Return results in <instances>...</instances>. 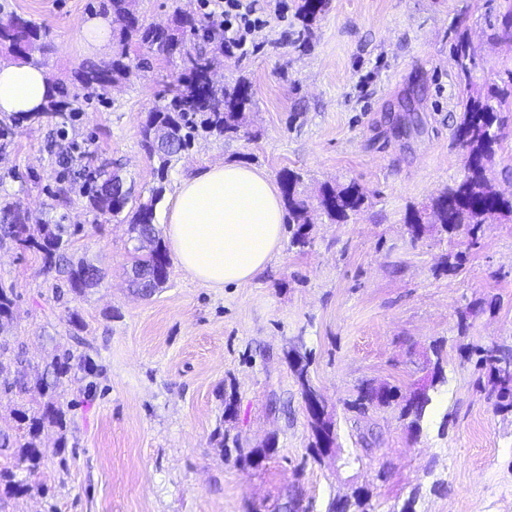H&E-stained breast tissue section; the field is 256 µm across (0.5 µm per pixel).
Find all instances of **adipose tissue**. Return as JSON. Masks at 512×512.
<instances>
[{
  "instance_id": "obj_1",
  "label": "adipose tissue",
  "mask_w": 512,
  "mask_h": 512,
  "mask_svg": "<svg viewBox=\"0 0 512 512\" xmlns=\"http://www.w3.org/2000/svg\"><path fill=\"white\" fill-rule=\"evenodd\" d=\"M47 71L0 58V117L41 111ZM285 211L275 181L242 164L189 173L178 185L165 239L181 267L211 288L241 286L263 273L278 252Z\"/></svg>"
}]
</instances>
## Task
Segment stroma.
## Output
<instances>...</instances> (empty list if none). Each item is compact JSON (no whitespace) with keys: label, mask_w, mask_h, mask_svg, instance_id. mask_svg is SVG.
<instances>
[{"label":"stroma","mask_w":512,"mask_h":512,"mask_svg":"<svg viewBox=\"0 0 512 512\" xmlns=\"http://www.w3.org/2000/svg\"><path fill=\"white\" fill-rule=\"evenodd\" d=\"M299 2L282 0L245 49L221 58L218 80L250 86L249 123L235 138H200L173 161L156 224L164 226L183 176L220 163L276 181L298 172L312 199L323 185L354 182L366 203L340 224L313 212L310 244L282 240L250 284L210 288L175 262L165 287L145 298L129 286L125 217L91 213L75 192L59 201L50 146L65 131L148 199L158 182L140 129L182 73L181 57L112 42L111 51L127 53V78L82 92L75 73L94 58L80 22L107 15L108 0H0V22L17 14L46 29L35 57L80 111L75 121L63 112L12 125L0 139V202L33 223L67 213L78 227L70 254L104 273L78 297L37 252L0 243V286L15 300L0 338L45 365L70 347L75 310L92 363L61 388L67 426L42 432V463L26 476L27 492L10 497L0 487L1 512H278L296 495L309 512H328L360 487L374 512H399L409 499L415 512H512V412L495 410L464 357L471 346L512 347V220L489 221L473 238L435 229L415 237L407 224L464 172L452 143L460 112L449 30L467 32L478 88L512 67V43L492 39L487 0H327L305 39ZM136 8L147 25L170 24L181 8L224 31L203 0H138ZM500 119L489 178L508 197L512 108ZM293 350L306 357L334 423L335 452L317 461ZM437 361L445 380L435 385ZM18 371L12 354L0 353L2 430L13 410L44 402L37 390H12ZM364 385L407 396L426 390L420 433L399 406L353 409ZM369 432L378 452L356 461ZM225 436L248 450L272 436L276 450L262 465H239L221 446Z\"/></svg>","instance_id":"1"}]
</instances>
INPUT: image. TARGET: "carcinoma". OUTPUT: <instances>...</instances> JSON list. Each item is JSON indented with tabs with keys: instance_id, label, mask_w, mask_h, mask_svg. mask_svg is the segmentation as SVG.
Listing matches in <instances>:
<instances>
[{
	"instance_id": "1",
	"label": "carcinoma",
	"mask_w": 512,
	"mask_h": 512,
	"mask_svg": "<svg viewBox=\"0 0 512 512\" xmlns=\"http://www.w3.org/2000/svg\"><path fill=\"white\" fill-rule=\"evenodd\" d=\"M112 15L124 19L118 36L119 42L126 43L136 37L150 44L160 52H171L179 48L187 34L198 32L197 19L183 12L176 14L173 26L165 30L146 27L136 10V0H109ZM326 7V0H301L297 14L304 25V31L317 19ZM493 38L512 41V0H500L489 21ZM40 32L36 24L21 16L12 17L0 25V42L9 45L17 58L35 63L32 57ZM457 74L465 83L467 96L459 121L454 128V140L464 152V174L460 182L446 189L431 202V223L440 225L441 230L452 233L464 227L470 236H475L480 225L488 220L511 216L512 198L497 193L488 178V165L495 155L498 143L497 129L500 125L498 112L512 100V69L499 75V82L487 90L470 86V74L475 66V56L471 51L466 33L454 32L450 41ZM228 52L224 39L212 35L196 41L193 50L185 53L184 73L174 82L170 97L166 102L153 108L141 128V142L150 160L156 163L155 175L160 185L152 190L151 197L133 207H128L132 199L130 190L124 188L123 179L110 169L105 159H91L84 156L85 162L74 163V157L67 151L57 153V163L61 170L56 172V180L61 184L56 191L60 197L69 187L78 186L79 194L86 199L87 207L96 214L126 213L131 238L137 242L147 239L150 247L134 248L131 265L130 285L142 296L150 295L162 288L168 279L170 259L154 224V210L160 200L172 159L188 149L198 137L218 135L234 137L248 122L247 114L252 104L251 93L246 82L216 85L211 82L209 69L217 61V55ZM128 66L124 54L119 53L110 61L90 64L75 75L81 86L87 89L104 90L112 83L127 76ZM67 109V104L50 97L41 112L10 117V121L36 122ZM301 176L288 171L282 179L283 199L288 214L295 225L290 244L303 248L309 243V203L298 191ZM366 196L354 182L347 185H325L317 197V207L329 220L341 223L349 214L361 208ZM66 215L58 220L43 224H28L11 203L0 204V240L9 238L22 246L33 249L41 255L45 270H54L66 278L70 290L80 295L89 288L99 285L101 270L86 259L73 261L67 251L71 244V225L65 223ZM14 299L12 293L0 288V332L13 318ZM476 358L475 366L485 372L488 397L494 400L497 411L512 412V348L475 347L468 351L467 358ZM86 361L84 355L76 356L70 348L57 356L43 369H34L30 378L21 377L13 383L20 392L34 387L47 397L42 407L32 415L15 411L13 420L17 422V433L9 434L0 430V448H15L13 462L0 467V484L12 493L26 490L17 473L33 474L41 466L42 455L39 449L40 436L45 427H66V412L63 403L57 400L64 381L70 379L72 361ZM292 368L304 399L314 392L309 376V363L293 353ZM402 400L401 416L408 419V428L413 433L420 432L431 399H418L416 396L402 398L399 390L389 389L385 396L378 389L367 387L360 391L354 401L358 409L371 406H385ZM311 429L314 442L312 456H322L320 447L325 442L335 443L333 422L325 413L312 412ZM368 496L355 494L353 499L332 504V512H368Z\"/></svg>"
}]
</instances>
